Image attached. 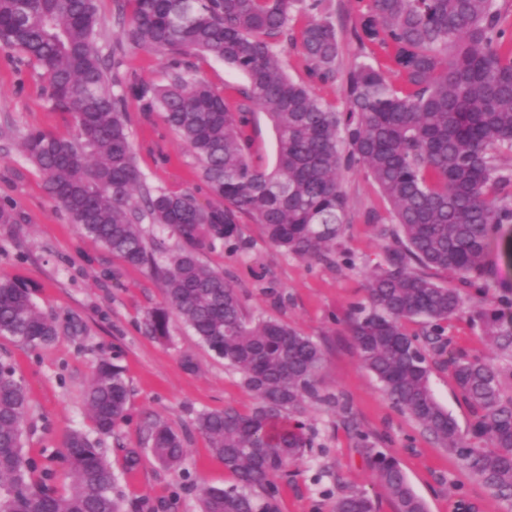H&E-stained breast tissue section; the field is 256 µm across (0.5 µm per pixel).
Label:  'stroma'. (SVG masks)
<instances>
[{
    "instance_id": "35a3bbf8",
    "label": "stroma",
    "mask_w": 512,
    "mask_h": 512,
    "mask_svg": "<svg viewBox=\"0 0 512 512\" xmlns=\"http://www.w3.org/2000/svg\"><path fill=\"white\" fill-rule=\"evenodd\" d=\"M341 36L338 68L348 71L365 60L351 31L361 0H327ZM17 55L0 47V126L18 131L40 128L63 134L62 114L50 109L46 82L38 69L18 68ZM201 76L237 105L247 80L220 60H198ZM168 66L166 55L127 50L115 74L117 83L138 78L160 83ZM245 129L253 164L272 167L276 135L263 109L252 108ZM128 128L138 165L149 184L171 192L194 193L200 202L212 196L193 166L180 138L159 118L146 117L130 105ZM349 200V222L336 246L333 261H304L266 240L261 225L242 218L243 249H219L203 256L223 271L238 289L251 315L279 319L311 336L323 348L319 372L323 392L333 405L305 402L304 417L313 446L302 463L279 478L278 512H333L337 496L361 490L375 500L378 512H395L376 481L352 428L369 434L376 448L395 456L428 512H512V503L470 477L454 456L441 448L419 425L385 399L375 377L362 366L347 323L366 300V276L385 260L387 238L368 223L371 213L386 215L388 204L366 171L356 167L342 174ZM13 202L24 221L14 235L0 229V275L33 285L40 309L58 321L75 317L86 326L83 335L60 334L50 345L31 348L0 337V358L9 359L29 394L26 451L38 469L51 470L57 487H67L64 445L73 429H90L85 390L98 359L120 365L131 389L129 418L102 446L117 477L124 512H197L201 487H226L232 476L211 452L195 427L197 415L227 407L249 412L253 396L239 375L209 351L180 321H172L170 337L148 336L144 316L164 301L161 279L126 265L100 243L82 236L44 192L42 178L12 140L0 139V203ZM451 347L497 363L495 350L468 316L448 327ZM194 370H187L185 358ZM431 386L441 405L468 430L472 416L446 368L433 364ZM160 418L177 432L186 448L182 471L161 466L150 451L147 424ZM136 452L139 462L127 468L125 458Z\"/></svg>"
}]
</instances>
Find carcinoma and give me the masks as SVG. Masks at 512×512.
I'll return each instance as SVG.
<instances>
[{
  "mask_svg": "<svg viewBox=\"0 0 512 512\" xmlns=\"http://www.w3.org/2000/svg\"><path fill=\"white\" fill-rule=\"evenodd\" d=\"M125 40L169 58L164 82L133 80L116 92L111 71L122 60L97 44V0H0V44L20 64L39 68L51 108L70 118L65 135L31 128L19 149L41 173L55 205L78 230L125 264L147 269L165 286L164 303L146 313V332L169 336L172 318L239 372L256 400L200 413L198 431L234 477L207 487L200 512H277V479L312 447L302 418L321 392L323 352L310 337L275 318L246 314L224 272L201 260L219 248H243L240 221L251 216L267 241L304 260H327L348 219L342 172L364 167L391 205L393 245L367 279V305L349 329L361 364L390 404L417 422L477 481L512 501V289L480 307L464 291L487 295L496 265L490 248L512 224V33L498 0H367L352 30L371 58L347 72L346 106L324 104L311 84L336 80L340 34L326 0H119ZM308 18L298 35L293 14ZM299 44L308 83L291 79L275 51ZM210 55L247 79L241 94L266 111L276 133V165L247 155L248 111L197 72ZM400 82L395 87L390 79ZM157 113L176 133L199 178L220 204L191 192L149 185L127 124L130 102ZM22 223L13 203L0 204L5 232ZM177 240L148 244L143 225ZM444 271L455 283L436 282ZM501 352L503 365L448 350V323L463 314ZM424 319L422 334L406 323ZM80 336L75 318L60 324L34 303L30 286L0 278V336L31 347L60 333ZM444 364L473 421L462 432L436 400L429 354ZM130 387L121 367L101 362L85 392L96 434L126 420ZM28 393L14 365L0 359V512H123L116 476L100 442L81 430L65 441L73 483L60 490L24 451ZM151 452L163 466L185 459L180 436L162 419L148 424ZM397 512H426L398 461L354 432ZM334 512H375L363 491L336 499Z\"/></svg>",
  "mask_w": 512,
  "mask_h": 512,
  "instance_id": "obj_1",
  "label": "carcinoma"
}]
</instances>
